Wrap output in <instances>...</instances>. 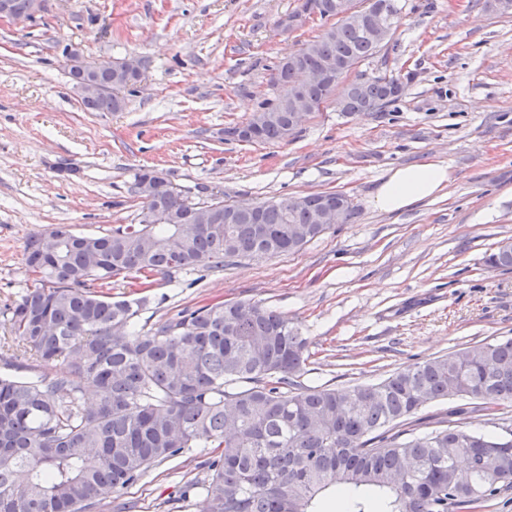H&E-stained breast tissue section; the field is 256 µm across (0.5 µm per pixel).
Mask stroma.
Returning <instances> with one entry per match:
<instances>
[{"instance_id":"obj_1","label":"stroma","mask_w":512,"mask_h":512,"mask_svg":"<svg viewBox=\"0 0 512 512\" xmlns=\"http://www.w3.org/2000/svg\"><path fill=\"white\" fill-rule=\"evenodd\" d=\"M305 0H40L32 19L0 20V310L36 281L26 241L65 224L98 234L131 223L135 174L154 168L199 201L252 203L338 192L357 214L299 252L177 273L114 298L146 296L158 326L177 311L251 301L307 339L306 386L377 383L405 365L512 337V270L485 257L512 241V13L486 0H400L390 40L358 70L400 77L379 112L327 104L288 141H228L274 99L280 60L326 27L282 21ZM137 58L142 78L118 112H88L65 51ZM439 162L453 180L401 213L369 198L389 169ZM212 449L193 448L125 489L136 512H205L189 485Z\"/></svg>"}]
</instances>
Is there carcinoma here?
Segmentation results:
<instances>
[{
  "instance_id": "1",
  "label": "carcinoma",
  "mask_w": 512,
  "mask_h": 512,
  "mask_svg": "<svg viewBox=\"0 0 512 512\" xmlns=\"http://www.w3.org/2000/svg\"><path fill=\"white\" fill-rule=\"evenodd\" d=\"M347 0H308L323 19H336L318 40L280 61L271 81L278 95L247 125L224 129V139L250 143L288 140L295 133L291 101L314 111H379L397 100L394 76L359 75L336 87L377 54L398 27V0H366L360 17ZM332 72L326 83L298 80L295 66ZM75 83L90 79L107 92L83 99L90 112H119L122 91L134 84L125 62L70 69ZM257 138H248L246 127ZM142 169L132 187L140 200L133 224L98 235L60 225L24 246L37 285L0 314L15 350L0 355V512H92L120 496L151 467L187 448H215L207 474L190 487L208 512H318L331 494L341 512H473L512 490V430L472 431L448 410L446 425L410 434L419 411L445 399L481 401L490 415L512 406V339L409 364L375 384L346 389L308 387L306 339L287 317L256 302L183 309L156 328L139 326L147 297L112 299L119 275L154 276L195 268L221 271L241 259L295 253L328 230V201L355 209L334 192L269 200L254 212H230L224 202L213 223L181 194L149 195ZM493 268H512V243L486 256ZM61 360L59 376L18 379L27 355ZM96 402L83 401L85 385Z\"/></svg>"
}]
</instances>
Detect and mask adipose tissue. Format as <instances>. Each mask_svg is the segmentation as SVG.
Instances as JSON below:
<instances>
[{
  "instance_id": "ef3b65f1",
  "label": "adipose tissue",
  "mask_w": 512,
  "mask_h": 512,
  "mask_svg": "<svg viewBox=\"0 0 512 512\" xmlns=\"http://www.w3.org/2000/svg\"><path fill=\"white\" fill-rule=\"evenodd\" d=\"M452 180L447 165L423 163L391 169L370 198L371 206L383 213L403 212L437 196Z\"/></svg>"
}]
</instances>
